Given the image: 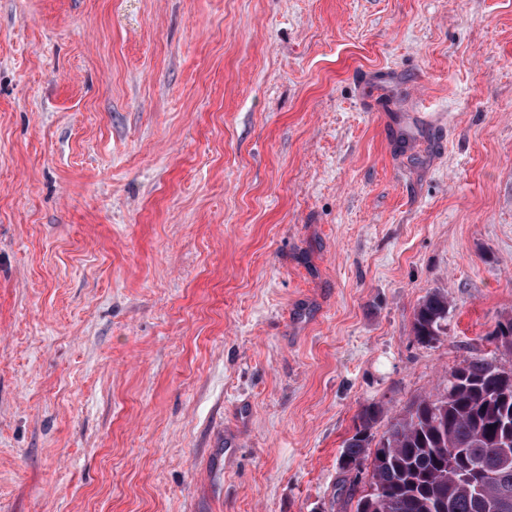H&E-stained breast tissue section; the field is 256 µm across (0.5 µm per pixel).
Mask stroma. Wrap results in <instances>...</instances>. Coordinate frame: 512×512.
<instances>
[{
    "instance_id": "35a3bbf8",
    "label": "stroma",
    "mask_w": 512,
    "mask_h": 512,
    "mask_svg": "<svg viewBox=\"0 0 512 512\" xmlns=\"http://www.w3.org/2000/svg\"><path fill=\"white\" fill-rule=\"evenodd\" d=\"M508 318L512 0H0V512H355ZM448 297L440 292L427 295L414 317V335L421 343L436 340L448 320Z\"/></svg>"
}]
</instances>
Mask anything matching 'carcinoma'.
Returning a JSON list of instances; mask_svg holds the SVG:
<instances>
[{"label":"carcinoma","mask_w":512,"mask_h":512,"mask_svg":"<svg viewBox=\"0 0 512 512\" xmlns=\"http://www.w3.org/2000/svg\"><path fill=\"white\" fill-rule=\"evenodd\" d=\"M448 297L427 295L414 317L421 343L436 340L448 320ZM382 407L356 417L340 469L360 475L371 467V492L355 512H512V369L485 357H467L448 387L415 400L380 439L372 429ZM500 508L491 510L489 504Z\"/></svg>","instance_id":"cac0c4a2"}]
</instances>
